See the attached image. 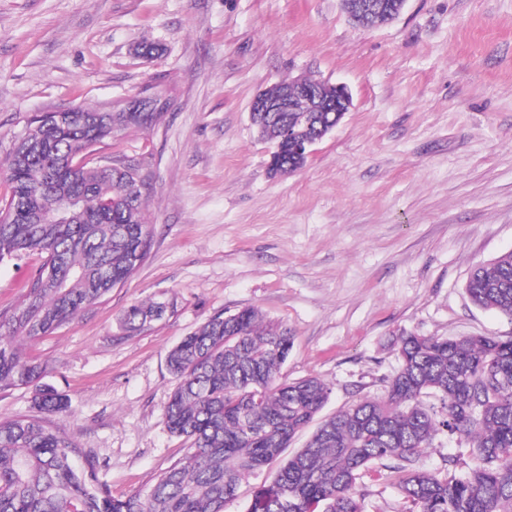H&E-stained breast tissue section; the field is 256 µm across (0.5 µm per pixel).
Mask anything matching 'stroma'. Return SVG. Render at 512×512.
<instances>
[{
	"instance_id": "1",
	"label": "stroma",
	"mask_w": 512,
	"mask_h": 512,
	"mask_svg": "<svg viewBox=\"0 0 512 512\" xmlns=\"http://www.w3.org/2000/svg\"><path fill=\"white\" fill-rule=\"evenodd\" d=\"M142 43L163 52L138 57ZM296 77L347 86L353 106L302 169L274 177L250 103ZM134 97L160 118L101 152L145 181L149 255L24 346L70 404L46 423L95 454L113 495L184 458L167 355L214 314L253 307L288 329L281 374L328 383L327 416L383 392L400 332L512 337L464 288L512 252V0H407L371 29L339 0H0V161L40 112ZM44 261H0V311ZM148 300L175 307L126 335L123 312ZM359 489L365 512H404L382 464Z\"/></svg>"
}]
</instances>
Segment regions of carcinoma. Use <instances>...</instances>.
<instances>
[{"label":"carcinoma","mask_w":512,"mask_h":512,"mask_svg":"<svg viewBox=\"0 0 512 512\" xmlns=\"http://www.w3.org/2000/svg\"><path fill=\"white\" fill-rule=\"evenodd\" d=\"M158 116L121 103L59 117L43 112L0 163L9 186L0 260L34 252L46 258L23 299L0 312V388H33L42 414L63 413L68 401L43 382L48 365L26 358L20 341L77 318L133 276L135 254L146 259L153 225L136 170L104 168L94 152L114 129ZM258 116L262 137L276 141L282 124L302 113ZM75 157L85 163L73 175L64 167ZM274 162L286 173L305 165L290 148L275 152ZM18 198L48 222L29 223L14 206ZM65 201L76 218L57 224ZM465 289L474 305L512 319V252L475 266ZM167 310L163 302L133 304L121 328L139 331ZM292 349L288 330L264 324L254 308L228 319L215 314L184 336L168 354L177 384L166 420L172 434L190 441L189 451L127 496L112 494L93 461L78 464L73 444L41 419H0V512H224L241 482L279 458L330 397L318 377L281 378ZM395 350L399 368L384 394L325 419L271 483L255 487L247 512H365L358 482L378 461L388 462L408 512H512V338L403 334ZM439 432L465 439V469L458 455L448 457L442 476L420 467Z\"/></svg>","instance_id":"1"}]
</instances>
